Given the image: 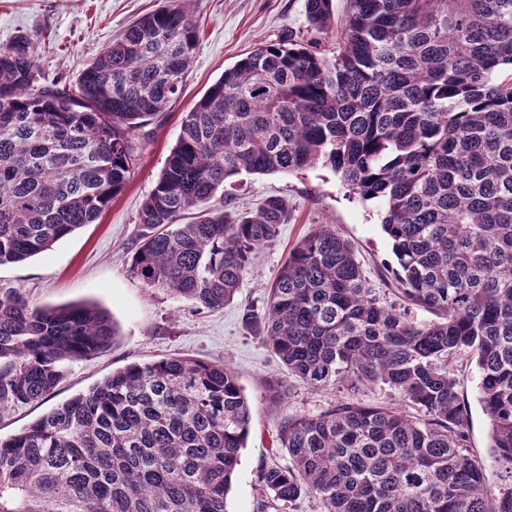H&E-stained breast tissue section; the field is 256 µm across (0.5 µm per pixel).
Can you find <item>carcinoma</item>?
I'll return each mask as SVG.
<instances>
[{
	"label": "carcinoma",
	"instance_id": "carcinoma-1",
	"mask_svg": "<svg viewBox=\"0 0 512 512\" xmlns=\"http://www.w3.org/2000/svg\"><path fill=\"white\" fill-rule=\"evenodd\" d=\"M185 2L165 0L73 82L43 81L28 35L0 49V265L95 222L125 188L138 132L183 92L199 39ZM346 2L332 56L291 34L261 44L186 113L130 270L198 312L224 307L287 214L280 197L217 203L224 184L330 166L380 204L395 283L373 287L324 224L242 327L313 389L384 385L396 400L289 418L290 463L261 467V512L304 495L325 512H512V0ZM306 14L333 29V0ZM115 336L96 305L0 288V405L49 399L68 363ZM463 357L480 372L495 489L469 450ZM250 420L222 361L131 363L0 439V512H227Z\"/></svg>",
	"mask_w": 512,
	"mask_h": 512
}]
</instances>
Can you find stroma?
<instances>
[{"label":"stroma","mask_w":512,"mask_h":512,"mask_svg":"<svg viewBox=\"0 0 512 512\" xmlns=\"http://www.w3.org/2000/svg\"><path fill=\"white\" fill-rule=\"evenodd\" d=\"M162 0H0V46L18 35L40 39L39 67L45 82L76 80L84 67L136 19ZM200 26L199 41L183 94L143 128L137 161L124 190L95 223L60 239L21 263L0 265V288L19 289L31 304L93 303L111 315L118 335L106 352L70 362L51 400L0 409V438L14 435L72 396L87 391L112 371L165 357L223 361L234 371L251 409L250 431L227 496V512H258L263 464H287L276 440L284 420L313 415L351 400L374 404L391 399L377 386L352 393L336 387L309 388L288 375L268 346L244 332V310L262 312L268 289L292 247L319 225L331 224L355 248L374 287L395 268L383 233L378 202L364 201L325 165L289 174H248L233 178L226 192L233 206L253 211L270 196L282 197L288 221L276 241L260 251L239 291L223 309L197 315L188 303L161 288H148L130 271L139 233L138 213L154 188L178 140L182 121L204 92L255 47L287 36L318 38L305 14V0H188ZM461 398L469 404L470 451L483 464L489 487L501 470L489 455V421L478 399L474 362L459 361Z\"/></svg>","instance_id":"1"}]
</instances>
